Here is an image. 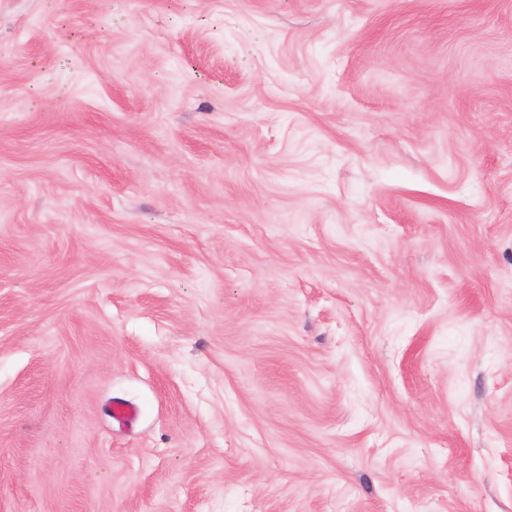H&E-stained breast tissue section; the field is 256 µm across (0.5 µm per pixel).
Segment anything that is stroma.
Here are the masks:
<instances>
[{
    "label": "stroma",
    "mask_w": 512,
    "mask_h": 512,
    "mask_svg": "<svg viewBox=\"0 0 512 512\" xmlns=\"http://www.w3.org/2000/svg\"><path fill=\"white\" fill-rule=\"evenodd\" d=\"M0 512H512V0H0Z\"/></svg>",
    "instance_id": "1"
}]
</instances>
